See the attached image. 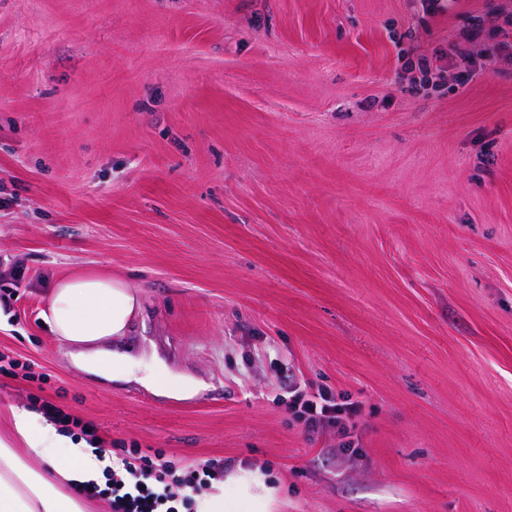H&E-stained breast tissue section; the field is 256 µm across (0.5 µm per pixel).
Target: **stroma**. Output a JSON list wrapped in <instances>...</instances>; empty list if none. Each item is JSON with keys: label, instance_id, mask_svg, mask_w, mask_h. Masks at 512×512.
Segmentation results:
<instances>
[{"label": "stroma", "instance_id": "35a3bbf8", "mask_svg": "<svg viewBox=\"0 0 512 512\" xmlns=\"http://www.w3.org/2000/svg\"><path fill=\"white\" fill-rule=\"evenodd\" d=\"M503 0H0V434L46 401L117 448L262 475L269 512H512V62L412 83ZM139 297L75 365L44 313ZM360 402L355 453L293 385ZM47 317L63 343L84 349L123 336L139 308L135 292L122 281L99 274L74 276L50 288ZM132 358L112 353L92 356L85 359L86 367L94 372L112 373L113 376H132Z\"/></svg>", "mask_w": 512, "mask_h": 512}]
</instances>
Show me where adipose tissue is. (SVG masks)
<instances>
[{
    "mask_svg": "<svg viewBox=\"0 0 512 512\" xmlns=\"http://www.w3.org/2000/svg\"><path fill=\"white\" fill-rule=\"evenodd\" d=\"M48 322L63 343L84 349L124 335L139 308L122 281L83 274L56 282L48 300ZM23 447L0 438V512H88L65 484L95 479L106 462L86 447L64 446L55 429L36 425L25 411L14 414ZM271 494L262 479L244 472L198 501V512H268Z\"/></svg>",
    "mask_w": 512,
    "mask_h": 512,
    "instance_id": "ef3b65f1",
    "label": "adipose tissue"
}]
</instances>
